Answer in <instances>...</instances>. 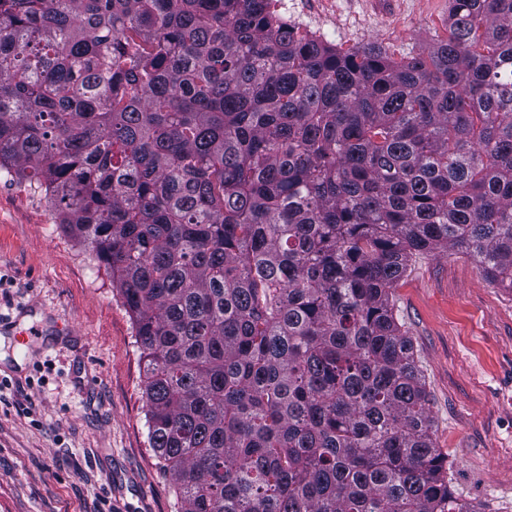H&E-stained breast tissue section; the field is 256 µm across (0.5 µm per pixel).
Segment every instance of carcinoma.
<instances>
[{
	"label": "carcinoma",
	"instance_id": "1",
	"mask_svg": "<svg viewBox=\"0 0 512 512\" xmlns=\"http://www.w3.org/2000/svg\"><path fill=\"white\" fill-rule=\"evenodd\" d=\"M0 171L111 270L180 512H476L391 289L512 292V0L399 61L271 0H0Z\"/></svg>",
	"mask_w": 512,
	"mask_h": 512
}]
</instances>
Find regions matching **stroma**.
I'll return each instance as SVG.
<instances>
[{"instance_id":"1","label":"stroma","mask_w":512,"mask_h":512,"mask_svg":"<svg viewBox=\"0 0 512 512\" xmlns=\"http://www.w3.org/2000/svg\"><path fill=\"white\" fill-rule=\"evenodd\" d=\"M300 32L394 58L446 35L448 0H280ZM429 393L451 487L512 512V293L455 252L413 258L392 290ZM0 512H179L148 442L140 349L111 275L46 201L0 174ZM71 327L62 335L60 325Z\"/></svg>"}]
</instances>
